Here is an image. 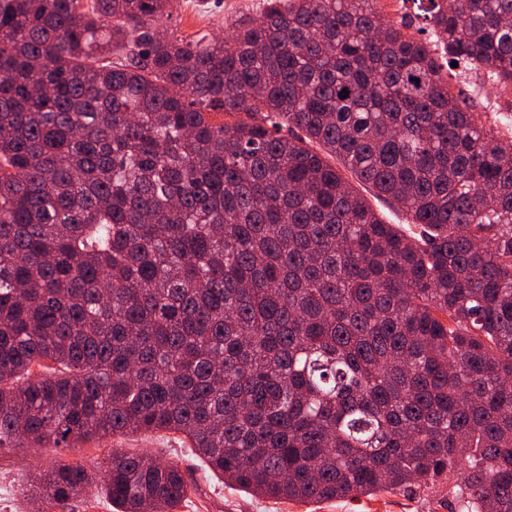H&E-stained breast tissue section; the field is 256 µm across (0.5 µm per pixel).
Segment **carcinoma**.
<instances>
[{
  "label": "carcinoma",
  "instance_id": "obj_1",
  "mask_svg": "<svg viewBox=\"0 0 512 512\" xmlns=\"http://www.w3.org/2000/svg\"><path fill=\"white\" fill-rule=\"evenodd\" d=\"M265 2L229 44L161 31L167 0H0V447L169 430L250 494L462 469L460 512H512V137L442 76L512 87V0H419L439 53L375 0ZM104 472L117 512L188 492ZM345 173V176L348 177V179L357 187V191H359L361 194H363L368 202L371 204V206L374 208V210L377 212L379 217L386 223V224H402L406 230H410L411 228L415 230V227L412 226V224H408L407 218L405 217L404 213L401 211V209L394 204H389L383 201H380L376 198H373L370 196L369 193L366 192L365 188L357 183L355 178H352L348 172ZM411 226V227H410Z\"/></svg>",
  "mask_w": 512,
  "mask_h": 512
}]
</instances>
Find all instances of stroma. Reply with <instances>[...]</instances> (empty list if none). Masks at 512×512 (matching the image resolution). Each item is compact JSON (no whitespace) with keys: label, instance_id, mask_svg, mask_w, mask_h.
I'll list each match as a JSON object with an SVG mask.
<instances>
[{"label":"stroma","instance_id":"obj_1","mask_svg":"<svg viewBox=\"0 0 512 512\" xmlns=\"http://www.w3.org/2000/svg\"><path fill=\"white\" fill-rule=\"evenodd\" d=\"M264 0H172L170 15L162 24L176 39L220 37L235 26L259 17ZM451 90H466L472 111L502 137L512 136V112L498 100L499 88L490 85L489 98L468 86L463 68L448 71ZM145 452L179 466L189 489L177 512H456L451 482L410 493L399 489L380 491L357 499L299 501L252 496L206 472L201 458L182 434L172 431L116 435L91 442L78 441L67 448H1L0 507L5 512H114L103 479H96L83 494L58 510L23 497L22 489L37 470L58 461L80 463L98 469L112 451Z\"/></svg>","mask_w":512,"mask_h":512}]
</instances>
